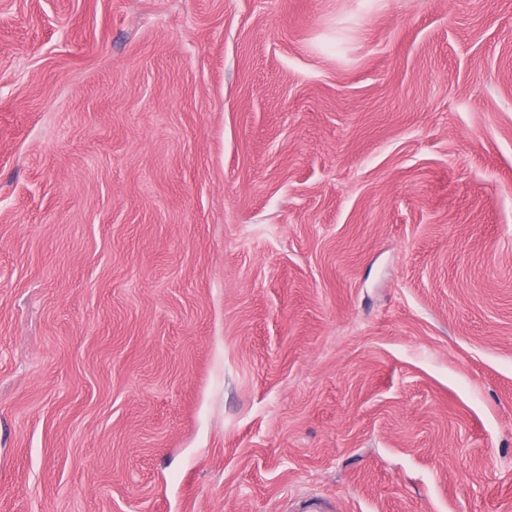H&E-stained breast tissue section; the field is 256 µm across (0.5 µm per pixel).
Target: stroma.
<instances>
[{"label":"stroma","mask_w":512,"mask_h":512,"mask_svg":"<svg viewBox=\"0 0 512 512\" xmlns=\"http://www.w3.org/2000/svg\"><path fill=\"white\" fill-rule=\"evenodd\" d=\"M512 512V0H0V512Z\"/></svg>","instance_id":"35a3bbf8"}]
</instances>
